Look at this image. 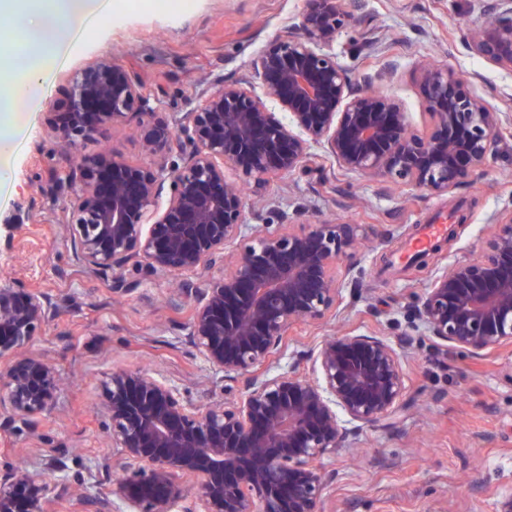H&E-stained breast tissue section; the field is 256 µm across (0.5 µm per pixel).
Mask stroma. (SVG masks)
Listing matches in <instances>:
<instances>
[{"instance_id":"obj_1","label":"stroma","mask_w":512,"mask_h":512,"mask_svg":"<svg viewBox=\"0 0 512 512\" xmlns=\"http://www.w3.org/2000/svg\"><path fill=\"white\" fill-rule=\"evenodd\" d=\"M307 0H118L94 33L81 40L51 79L13 164L10 196L0 204V277L40 292L61 307L27 353L53 365L61 379L54 410L37 431H0V467L19 465L48 477L55 456L75 486L106 493L121 477L101 411L100 382L112 371L141 370L173 381L200 405L223 397L224 375L193 353L184 324L190 308H174V277L131 268L130 292L112 291L114 274L79 264L57 217L61 195L53 178L61 160L49 119L70 77L101 57L112 58L143 84L147 109L168 121L187 111L201 89L250 74L275 37L296 25ZM353 21L336 39L338 61L356 76L380 80L403 105L413 130L429 123L419 81L423 62L477 72L480 91L500 110L512 104V71L469 52L461 34L483 21L478 0H344ZM376 27L381 48L363 43ZM512 210V136L505 137L477 182L445 194L422 195L367 176L337 172L324 187L318 172L283 177L264 195L248 196L246 221L285 214L297 224L360 225L363 275L345 282L335 318L297 325L271 373L287 371L297 353L346 333L376 336L402 357L408 394L388 422L361 427L344 448L318 460L328 475L325 512H497L512 493V349L473 359L424 336L411 306L435 270L476 256L492 224ZM456 234L425 270L409 268L406 247L421 225L439 218Z\"/></svg>"}]
</instances>
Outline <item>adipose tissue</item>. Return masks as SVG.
I'll use <instances>...</instances> for the list:
<instances>
[{"mask_svg":"<svg viewBox=\"0 0 512 512\" xmlns=\"http://www.w3.org/2000/svg\"><path fill=\"white\" fill-rule=\"evenodd\" d=\"M112 0H0L22 37L21 51L0 59V190L10 181V158L34 103L63 64L74 40L95 30Z\"/></svg>","mask_w":512,"mask_h":512,"instance_id":"adipose-tissue-1","label":"adipose tissue"}]
</instances>
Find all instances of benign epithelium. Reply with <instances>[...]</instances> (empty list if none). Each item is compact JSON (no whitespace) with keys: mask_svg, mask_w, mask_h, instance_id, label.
Returning <instances> with one entry per match:
<instances>
[{"mask_svg":"<svg viewBox=\"0 0 512 512\" xmlns=\"http://www.w3.org/2000/svg\"><path fill=\"white\" fill-rule=\"evenodd\" d=\"M488 10L490 19L464 44L512 71V0H493ZM349 18L342 0H308L295 28L253 62L262 93L245 77L226 79L201 93L176 125L140 123L142 148L157 160L152 167L110 150L78 152L79 142L107 140L142 114L141 82L109 57L69 79L50 127L65 161L56 176L67 192L60 224L77 261L180 276L170 300L191 303L185 329L196 356L243 383L203 408L168 379L140 370L107 375L102 411L126 476L109 495L84 499L87 512H112L114 497L124 512H172L186 499L182 478L197 485L183 512H324L329 477L316 462L403 407L400 354L375 336L324 339L297 358L312 361L314 378L294 365L273 376L262 371L296 325L335 315L339 270L359 265L360 225L247 224L239 184L260 196L271 182L309 168L320 148L343 172L446 193L483 175L512 114L473 89L479 75L427 65L420 82L430 124L412 131L395 97L337 61L333 46ZM177 141L190 150L169 171L164 160ZM415 312L426 335L472 357L512 347V210L477 257L435 274ZM58 314L47 296L0 281L1 430L33 432L35 419L55 407L54 368L20 350ZM48 469L56 474L51 484L18 467L0 469V512H46L50 495L72 494L63 466L52 460Z\"/></svg>","mask_w":512,"mask_h":512,"instance_id":"obj_1","label":"benign epithelium"}]
</instances>
